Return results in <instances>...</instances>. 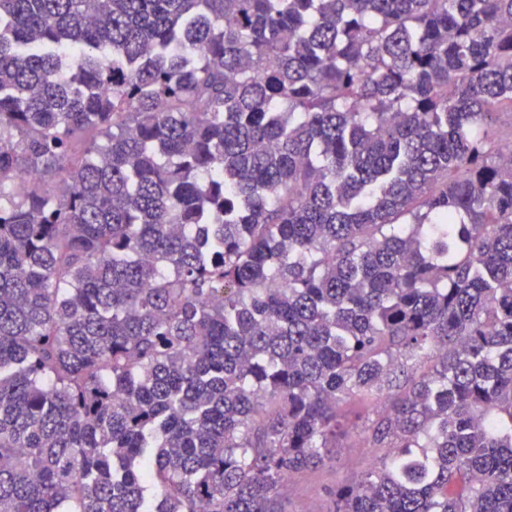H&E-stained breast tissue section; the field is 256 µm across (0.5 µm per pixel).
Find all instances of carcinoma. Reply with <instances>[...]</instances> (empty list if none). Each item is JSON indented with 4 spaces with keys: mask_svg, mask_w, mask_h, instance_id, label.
I'll use <instances>...</instances> for the list:
<instances>
[{
    "mask_svg": "<svg viewBox=\"0 0 512 512\" xmlns=\"http://www.w3.org/2000/svg\"><path fill=\"white\" fill-rule=\"evenodd\" d=\"M504 109L512 0H0V512H512ZM341 444L342 448H334L335 461L291 475L287 482L289 512H329L333 507L329 492L340 484L357 483L382 454L378 448H365L363 437L357 434Z\"/></svg>",
    "mask_w": 512,
    "mask_h": 512,
    "instance_id": "cac0c4a2",
    "label": "carcinoma"
}]
</instances>
